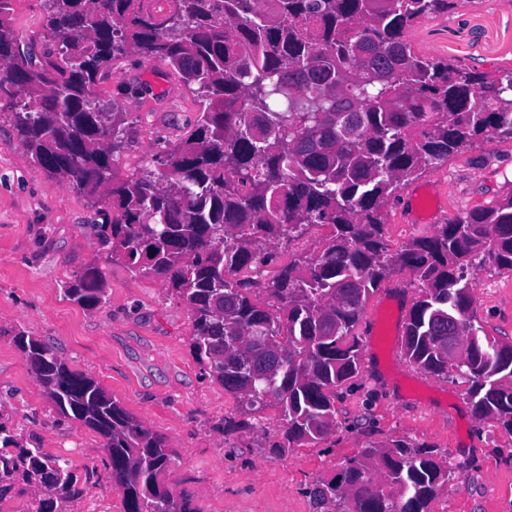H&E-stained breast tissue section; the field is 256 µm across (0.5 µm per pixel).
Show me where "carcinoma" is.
<instances>
[{
	"label": "carcinoma",
	"instance_id": "obj_1",
	"mask_svg": "<svg viewBox=\"0 0 512 512\" xmlns=\"http://www.w3.org/2000/svg\"><path fill=\"white\" fill-rule=\"evenodd\" d=\"M456 0H46L44 33L25 39L0 0V112L31 163L55 181L112 202L101 243L133 273L163 281L193 316L191 351L242 418L267 403L285 424L278 451L334 430L336 387L359 374L355 329L382 281L409 272L424 288L404 331L409 361L468 384L474 416L512 431V345L475 325L474 263L512 270V194L390 255L383 209L422 169L487 132L512 138V68L479 72L419 54L407 33ZM129 54L165 62L199 99L195 128L156 139L145 166L120 176L124 113L99 85ZM23 89L26 98L17 99ZM331 228L310 256L260 283L241 276L273 261L268 246L312 225ZM103 273L90 267L64 296L94 308ZM266 299H253L254 288ZM466 358L448 363V330ZM59 412L100 434L124 512H201L163 483L176 456L52 347L15 335ZM0 501L18 467L40 489L38 512L85 493L72 462L26 448L0 424ZM450 470L404 441L370 445L307 494L324 512H429Z\"/></svg>",
	"mask_w": 512,
	"mask_h": 512
}]
</instances>
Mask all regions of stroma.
Instances as JSON below:
<instances>
[{
  "label": "stroma",
  "mask_w": 512,
  "mask_h": 512,
  "mask_svg": "<svg viewBox=\"0 0 512 512\" xmlns=\"http://www.w3.org/2000/svg\"><path fill=\"white\" fill-rule=\"evenodd\" d=\"M417 51L453 58L479 71L512 65V0H457L409 31ZM104 108L124 112L127 142L120 173L144 166L156 137L191 131L199 103L166 63L129 56L102 83ZM512 139H471L448 161L412 182L422 216L411 223L391 199L383 238L389 252L438 225L512 193ZM100 201L48 179L33 166L8 115L0 116V422L27 445L70 456L86 493L67 512H123L102 436L63 416L30 372L14 336L49 344L71 370L88 374L178 456L165 475L202 512H314L307 490L329 479L368 445L404 440L459 466L430 512H512V433L472 413L461 382L423 371L406 358L393 331L423 288L409 273L385 279L369 296L355 333L359 374L336 390V429L316 445L276 453L283 440L279 406L257 414L254 428L228 436L224 419L237 401L190 350L192 315L166 284L138 277L107 257L92 227ZM103 272L106 302L86 308L63 286L78 272ZM476 320L489 338L512 344V271L472 268Z\"/></svg>",
  "instance_id": "stroma-1"
}]
</instances>
